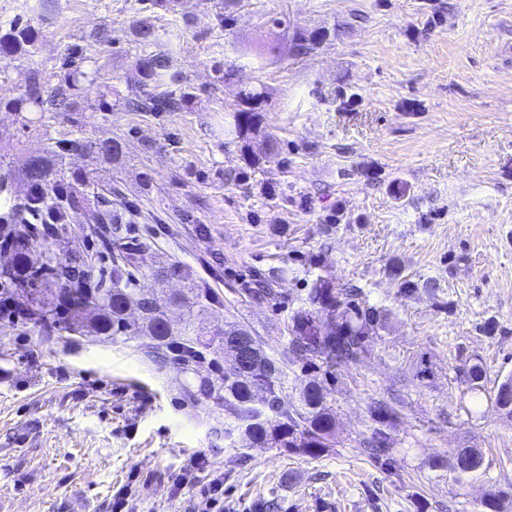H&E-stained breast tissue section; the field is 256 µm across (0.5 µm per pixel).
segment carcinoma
<instances>
[{
    "mask_svg": "<svg viewBox=\"0 0 512 512\" xmlns=\"http://www.w3.org/2000/svg\"><path fill=\"white\" fill-rule=\"evenodd\" d=\"M327 36L321 29L293 32V53L304 56L320 45ZM37 32L30 26L15 22L0 26V59L14 60L35 53ZM133 41L139 49L136 61L138 90L117 100L128 112H189L198 94L185 84L174 70V47L158 48V35L148 20H140L133 29ZM98 71L83 69L71 60L56 75V81L46 78L38 68L29 69L20 85V93L4 107L17 115L38 112H78L79 99L87 84L94 83ZM266 96L254 86L239 92V104L229 111L221 126L225 139L240 145L243 159L249 166L259 162L250 151L251 142L262 139L264 158L279 156L280 141L266 131L263 112ZM93 154L111 168L123 167L127 156L126 142L117 136H75L52 142L41 155L27 160L24 179L26 194L18 206L15 222L0 225V251L11 255L10 264L0 269V284L16 292V307L35 313L37 301L25 292L42 285L54 289L55 313L65 319L80 321L86 313L93 314L91 325L101 336H130L135 333L149 339L147 347L156 353L175 354L182 369L199 373L206 361L210 342L205 338L202 317L207 309L221 304L206 283L197 280L194 271L173 262L158 269L161 279L179 278L188 283L196 301L187 305L190 329L177 336L167 323L157 301L137 288L138 275L147 261L148 246L131 233H122V225L133 223L136 205L122 198L120 190L107 182L99 187L96 200L98 211L90 237L97 245L95 253L82 263L63 261L47 252L43 262L35 266L31 253L67 230L71 214L88 201V188L95 179L88 172L72 168L63 162L67 156ZM110 260V267L93 273V264ZM279 272L258 271L248 282L241 283L240 292L254 302L275 298L273 283ZM437 282L432 278L401 281L399 293L411 298L419 292L432 294ZM388 310L369 301L363 288L331 280L321 274L312 279L300 306L288 316V352L283 359L267 353L263 342L245 325L225 326L224 352L239 353L242 361L237 370L213 378L197 379L196 389L188 390L192 398L203 397L224 406L231 422L224 424V437L239 434L252 445L285 448L312 458L319 457L335 446L336 419L328 405L322 385L311 380L289 399L283 398L288 382L286 369L290 363L312 368L336 369L358 363L375 351V336L384 328ZM431 377L426 354L418 356L412 381L421 384ZM485 368L481 359H474L467 370L469 391L480 395ZM494 405L512 417V375L497 387ZM400 398L393 394L373 399L368 410L377 424L363 441L368 453L376 458L390 457L394 442L387 429L399 419ZM471 459L457 464L453 452L429 463L435 472H444L455 482L478 476L484 465L482 449H470ZM508 493L499 490L488 493L479 502L478 512H502Z\"/></svg>",
    "mask_w": 512,
    "mask_h": 512,
    "instance_id": "carcinoma-1",
    "label": "carcinoma"
}]
</instances>
